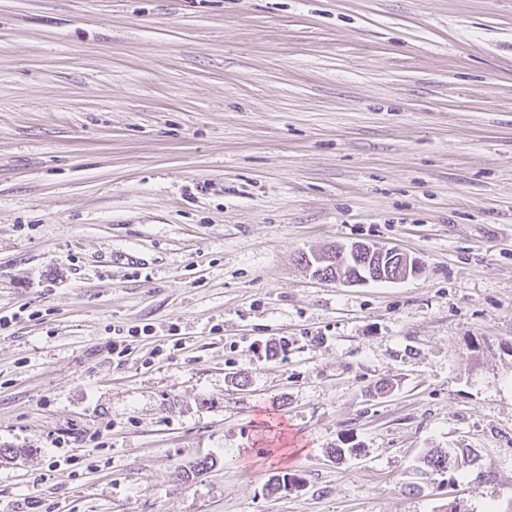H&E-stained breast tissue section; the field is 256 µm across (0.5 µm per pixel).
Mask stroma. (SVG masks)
I'll return each mask as SVG.
<instances>
[{
	"mask_svg": "<svg viewBox=\"0 0 512 512\" xmlns=\"http://www.w3.org/2000/svg\"><path fill=\"white\" fill-rule=\"evenodd\" d=\"M4 315L0 512H512V0H0ZM342 258L344 259L341 262ZM364 258L366 260L362 265H364L365 272L353 271L352 268H357V266L351 267L348 261L350 259L359 261ZM397 260H399V268L393 271L391 263ZM321 262H336V269H331L332 274L333 271L334 273L336 271L335 277H321L322 272H318L315 277L327 281L341 282L346 285H362L372 281L394 282L417 274L419 267L417 259L411 258L395 248L377 247L363 242H354L350 245H336L325 252ZM442 452L435 451L432 454L428 453L423 457V464L431 468L435 472L440 474L447 473L448 471H456L464 465H468L473 462V458L470 459L471 454L466 448Z\"/></svg>",
	"mask_w": 512,
	"mask_h": 512,
	"instance_id": "stroma-1",
	"label": "stroma"
}]
</instances>
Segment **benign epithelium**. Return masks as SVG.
I'll return each instance as SVG.
<instances>
[{"label":"benign epithelium","mask_w":512,"mask_h":512,"mask_svg":"<svg viewBox=\"0 0 512 512\" xmlns=\"http://www.w3.org/2000/svg\"><path fill=\"white\" fill-rule=\"evenodd\" d=\"M365 260L364 271H355L349 260ZM323 263L336 264L333 280L346 285H362L370 282H394L418 273L419 261L395 248H384L363 242L336 245L325 252Z\"/></svg>","instance_id":"1"}]
</instances>
